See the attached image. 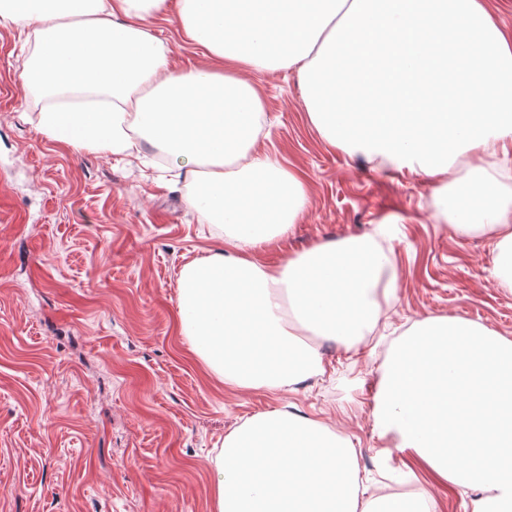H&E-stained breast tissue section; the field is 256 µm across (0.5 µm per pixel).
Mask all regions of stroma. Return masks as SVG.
<instances>
[{"label": "stroma", "instance_id": "1", "mask_svg": "<svg viewBox=\"0 0 512 512\" xmlns=\"http://www.w3.org/2000/svg\"><path fill=\"white\" fill-rule=\"evenodd\" d=\"M148 28L171 67L223 70L175 20ZM32 51L0 27V512H211L225 435L284 406L350 439L361 477L409 479L406 453L378 459L372 397L385 346H323L324 373L279 394L225 388L193 354L178 327V274L223 248V227L187 205L186 177L44 134L48 100L21 80ZM248 78L263 100L258 151L303 172L310 191L288 237L254 259L384 228L399 273L386 330L461 316L512 339V290L494 275L491 237L437 220L423 176L329 148L294 71Z\"/></svg>", "mask_w": 512, "mask_h": 512}]
</instances>
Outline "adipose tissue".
Returning <instances> with one entry per match:
<instances>
[{"instance_id":"ef3b65f1","label":"adipose tissue","mask_w":512,"mask_h":512,"mask_svg":"<svg viewBox=\"0 0 512 512\" xmlns=\"http://www.w3.org/2000/svg\"><path fill=\"white\" fill-rule=\"evenodd\" d=\"M168 0H0V26L32 37L22 74L51 102L41 128L76 150L139 157L150 143L196 183L191 207L224 227L223 249L178 278V323L225 387L281 393L319 373L325 342L364 344L398 272L371 239L318 244L278 264L249 248L285 238L305 178L255 152L262 99L242 71L296 69L326 145L436 183L455 234L491 235L512 289V200L489 170L512 154V30L485 0H180L186 37L224 72L169 67L147 29ZM66 92L80 103L59 102ZM475 159L464 181L456 162ZM373 422L474 512H512V340L461 317H427L388 348ZM211 512H424L403 495L362 507L356 451L285 408L245 420L213 460Z\"/></svg>"}]
</instances>
